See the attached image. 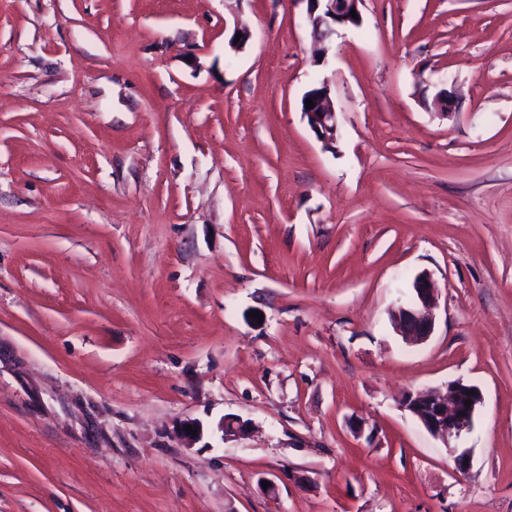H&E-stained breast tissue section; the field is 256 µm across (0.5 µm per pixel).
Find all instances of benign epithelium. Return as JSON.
<instances>
[{
  "label": "benign epithelium",
  "instance_id": "7a95c632",
  "mask_svg": "<svg viewBox=\"0 0 512 512\" xmlns=\"http://www.w3.org/2000/svg\"><path fill=\"white\" fill-rule=\"evenodd\" d=\"M307 4V19L312 32L319 34L314 39L317 45L316 53L320 62H325L331 36L338 29L357 26L360 20L351 16L352 10L359 9L362 0H305ZM313 100L315 106L304 109L303 114L316 137L329 145L336 141L338 126L336 109L330 96L328 81L324 80L314 91L305 95ZM414 301L407 307L399 308L396 323L399 331L417 340L430 337L435 328L434 308L437 297L435 289L431 288L430 276L419 274L412 286ZM474 395H468L470 391ZM472 404L465 405V400ZM483 402L481 389L463 381L448 384V392L442 395L432 390H422L408 395L403 400V406L421 423V425L436 437H460L468 432L474 422L478 407Z\"/></svg>",
  "mask_w": 512,
  "mask_h": 512
}]
</instances>
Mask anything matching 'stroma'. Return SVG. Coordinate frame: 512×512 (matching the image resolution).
Masks as SVG:
<instances>
[{"instance_id":"35a3bbf8","label":"stroma","mask_w":512,"mask_h":512,"mask_svg":"<svg viewBox=\"0 0 512 512\" xmlns=\"http://www.w3.org/2000/svg\"><path fill=\"white\" fill-rule=\"evenodd\" d=\"M360 15L0 0V512H512V0ZM455 380L463 477L402 405ZM307 4V19L312 32L324 34V37H313L317 45L316 53L319 62H325L329 47L328 44L339 28L356 26L360 23L359 4L363 0H304ZM355 9L358 19L351 16ZM333 13V16H330ZM328 35V36H327ZM305 109L302 110L311 130L316 137L326 145L336 140L338 126L336 123V109L330 96L327 80H322L319 87L305 96ZM312 99L315 103L312 109L306 108V100ZM412 289L414 301L407 307L399 308L396 323L402 334L416 340H425L435 328V289L431 288L430 276L424 272L416 277Z\"/></svg>"}]
</instances>
